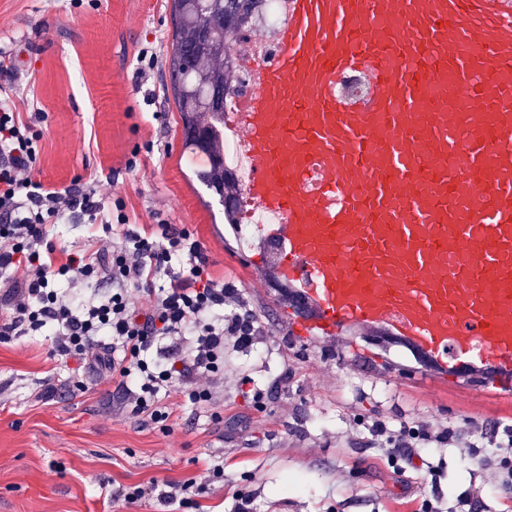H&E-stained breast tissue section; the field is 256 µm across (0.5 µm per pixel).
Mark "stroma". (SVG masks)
<instances>
[{"mask_svg":"<svg viewBox=\"0 0 512 512\" xmlns=\"http://www.w3.org/2000/svg\"><path fill=\"white\" fill-rule=\"evenodd\" d=\"M172 0H0V43L22 51L19 104L45 114L42 180L64 189L111 172L102 194L122 199L132 223L197 233L211 271L240 290L262 334L235 353L214 408L167 402L169 433L122 410L112 379L72 386L75 363L51 357L46 336L0 343V512H165L156 498L127 505L115 485L200 477L224 463V484L202 503L232 512L236 495L256 512H416L436 473L439 512H468L483 485V512H512L479 454L426 447L424 470L395 472L374 423L512 429V372L474 378L428 357L389 327L350 323L303 333L312 306H291L255 237L224 222V207L195 179L209 163L185 145L170 57ZM221 421H213L212 412Z\"/></svg>","mask_w":512,"mask_h":512,"instance_id":"1","label":"stroma"}]
</instances>
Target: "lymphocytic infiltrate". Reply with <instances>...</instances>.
I'll list each match as a JSON object with an SVG mask.
<instances>
[{
    "instance_id": "obj_1",
    "label": "lymphocytic infiltrate",
    "mask_w": 512,
    "mask_h": 512,
    "mask_svg": "<svg viewBox=\"0 0 512 512\" xmlns=\"http://www.w3.org/2000/svg\"><path fill=\"white\" fill-rule=\"evenodd\" d=\"M43 130L0 85V339L48 332L52 354L75 360L98 377L117 380L131 415L168 424L166 402L180 387L195 405H214L229 349L253 346L260 334L241 314L237 288L213 277L193 231L161 224L134 228L123 201L106 208L97 182L59 189L38 178ZM103 228L97 248L58 245L61 223ZM107 282V294L79 291ZM147 293L133 306L129 290ZM471 425L441 430L426 423L375 433L392 466L422 445H462ZM224 464L208 462L201 479L121 485L111 498L128 504L156 496L175 512H204L201 497L223 482Z\"/></svg>"
}]
</instances>
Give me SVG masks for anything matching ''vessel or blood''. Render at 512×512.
Here are the masks:
<instances>
[{"instance_id": "obj_1", "label": "vessel or blood", "mask_w": 512, "mask_h": 512, "mask_svg": "<svg viewBox=\"0 0 512 512\" xmlns=\"http://www.w3.org/2000/svg\"><path fill=\"white\" fill-rule=\"evenodd\" d=\"M277 44L235 126L303 329L512 370V0H289Z\"/></svg>"}]
</instances>
